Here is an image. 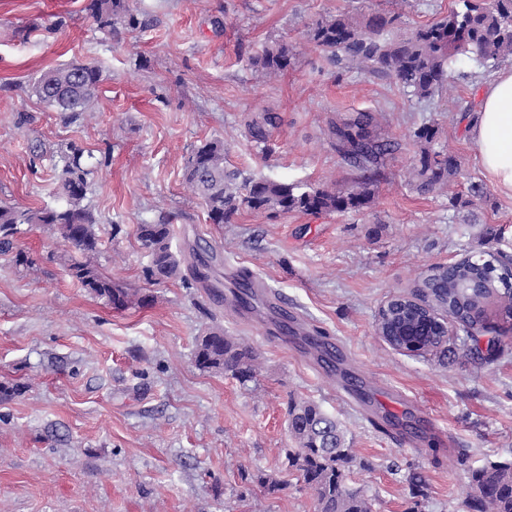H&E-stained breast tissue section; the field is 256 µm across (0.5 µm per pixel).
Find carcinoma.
<instances>
[{
    "label": "carcinoma",
    "mask_w": 512,
    "mask_h": 512,
    "mask_svg": "<svg viewBox=\"0 0 512 512\" xmlns=\"http://www.w3.org/2000/svg\"><path fill=\"white\" fill-rule=\"evenodd\" d=\"M463 7L452 9L440 19L399 35L401 14L376 11L361 18L344 12L316 20L308 27L311 43L330 53L336 64H345L367 73L391 79L410 97L430 100L438 96L448 79L486 76L512 59V0H494L481 6L460 0ZM85 10L101 29L115 30L120 23L129 29L142 25L127 0H87ZM288 45L276 42L251 58V64L268 74H282L291 66ZM100 69L93 63H71L43 71L32 90L48 106L77 119L97 98ZM281 125L277 112L266 110L246 122L249 139L267 146ZM332 149L356 171L350 187L341 191L301 187L266 177H245L239 170L224 166V142L210 140L197 146L188 158L185 181L207 210L211 224H222L241 208L269 217L289 212L330 214L360 211L373 201L374 186L385 175L386 157L398 143L380 135L370 109L355 115L336 116L328 121ZM420 146L418 162L410 182L416 191L428 194L452 182L459 174L456 157L434 148L436 129L428 124L412 134ZM85 150L71 144L62 154L58 189L65 205L20 209L0 205V254H13L14 262L26 268L34 260L16 242L18 226L35 224L58 234L80 253L68 266L70 277L116 310L142 307L148 295L126 288L104 275L93 262L101 245L98 220L86 204L88 177L93 168L84 161ZM137 237L148 249L151 265L145 279L153 284L182 277V261L172 250L170 224L137 225ZM189 272L202 288H213V267L221 254L210 248L191 253ZM494 283L512 292V267L489 269ZM483 275L465 260L448 265L445 275L422 283L427 290L424 303L435 311L453 309L470 333L467 314L479 301V294L455 287L460 281ZM243 288L241 305L255 309L251 295V274L237 275ZM197 366L208 371L229 372L240 383L255 378L253 350L212 330L202 336L195 351ZM289 433L296 447L288 450V468L296 471L316 494L315 512H372V498L349 485V473L356 463L346 429L314 401L288 405ZM466 506L471 512H512V461L490 462L468 473Z\"/></svg>",
    "instance_id": "carcinoma-1"
}]
</instances>
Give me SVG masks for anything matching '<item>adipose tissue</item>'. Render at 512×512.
<instances>
[{"instance_id":"1","label":"adipose tissue","mask_w":512,"mask_h":512,"mask_svg":"<svg viewBox=\"0 0 512 512\" xmlns=\"http://www.w3.org/2000/svg\"><path fill=\"white\" fill-rule=\"evenodd\" d=\"M479 114L468 127L477 162L486 178L512 198V65L479 86Z\"/></svg>"}]
</instances>
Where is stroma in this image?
<instances>
[{"label":"stroma","mask_w":512,"mask_h":512,"mask_svg":"<svg viewBox=\"0 0 512 512\" xmlns=\"http://www.w3.org/2000/svg\"><path fill=\"white\" fill-rule=\"evenodd\" d=\"M456 5L131 0L141 27L111 34L82 0H0V201L55 205L62 151H91L87 202L102 240L94 262L154 297L113 310L70 277L57 235L20 225L33 266L0 255V383L25 386L0 400V512H315L313 490L287 468L293 399L346 426L358 460L350 482L373 497L374 512H466L469 470L512 459V325L485 331L495 345L476 352L449 339L443 358L397 351L375 324L387 299L435 265L481 250L512 256V199L487 183L461 114L478 85L454 80L420 101L391 80L337 67L306 37L310 23L339 12L396 11L409 31ZM275 40L292 64L269 75L250 59ZM90 60L101 70L95 118L68 120L34 95L43 70ZM261 107L283 118L264 152L245 130ZM356 109L374 110L399 144L368 208L276 218L244 208L208 223L184 179L197 145L223 141L225 164L248 175L344 185L353 171L331 148L327 121ZM424 123L461 163L447 190L426 195L408 179L419 157L412 132ZM474 182L483 198L452 207ZM165 219L179 256L204 239L229 270H248L284 298L297 335L276 330V307L249 318L192 281L147 283L136 227ZM488 224L502 230L490 242ZM212 327L252 347L254 382L196 367V339ZM307 334L347 352L372 404L345 398ZM412 472L425 481L418 497Z\"/></svg>","instance_id":"stroma-1"}]
</instances>
